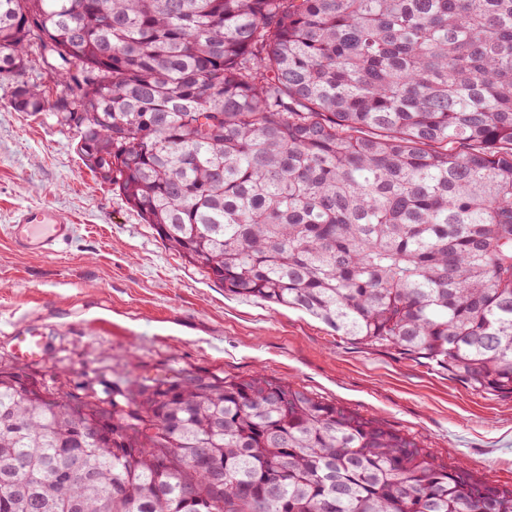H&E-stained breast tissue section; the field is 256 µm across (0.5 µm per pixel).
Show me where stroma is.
Here are the masks:
<instances>
[{
	"label": "stroma",
	"instance_id": "obj_1",
	"mask_svg": "<svg viewBox=\"0 0 512 512\" xmlns=\"http://www.w3.org/2000/svg\"><path fill=\"white\" fill-rule=\"evenodd\" d=\"M0 79V365L61 379L112 381L200 369L254 373L374 418L464 465L512 485V398L488 396L377 346L335 342L301 310L225 291L164 248L150 225L82 162L74 131L48 114L14 111ZM45 207L74 226L44 257L19 251L9 227ZM43 338L22 357L18 337Z\"/></svg>",
	"mask_w": 512,
	"mask_h": 512
}]
</instances>
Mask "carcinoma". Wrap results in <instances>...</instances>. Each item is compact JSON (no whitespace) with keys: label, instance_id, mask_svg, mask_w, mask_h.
<instances>
[{"label":"carcinoma","instance_id":"1","mask_svg":"<svg viewBox=\"0 0 512 512\" xmlns=\"http://www.w3.org/2000/svg\"><path fill=\"white\" fill-rule=\"evenodd\" d=\"M0 0L16 112L164 247L512 398V0ZM103 421L97 436L80 425ZM0 512H512V487L283 382L0 368Z\"/></svg>","mask_w":512,"mask_h":512}]
</instances>
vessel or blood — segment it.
I'll use <instances>...</instances> for the list:
<instances>
[{
    "label": "vessel or blood",
    "instance_id": "obj_1",
    "mask_svg": "<svg viewBox=\"0 0 512 512\" xmlns=\"http://www.w3.org/2000/svg\"><path fill=\"white\" fill-rule=\"evenodd\" d=\"M73 227L47 209H26L19 213L10 234L14 244L26 252L56 254L71 237Z\"/></svg>",
    "mask_w": 512,
    "mask_h": 512
}]
</instances>
